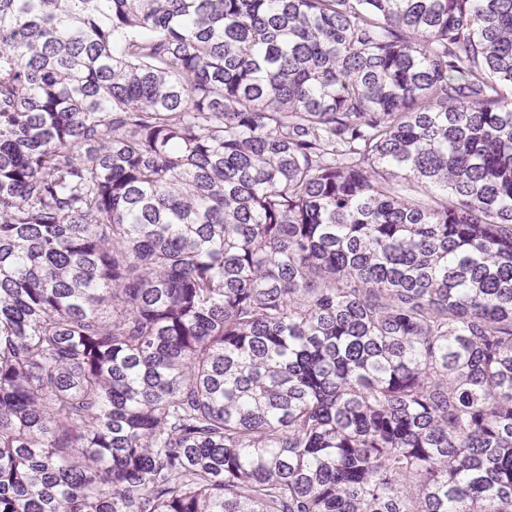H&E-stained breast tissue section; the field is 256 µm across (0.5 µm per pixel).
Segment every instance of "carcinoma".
I'll return each instance as SVG.
<instances>
[{
    "label": "carcinoma",
    "instance_id": "carcinoma-1",
    "mask_svg": "<svg viewBox=\"0 0 512 512\" xmlns=\"http://www.w3.org/2000/svg\"><path fill=\"white\" fill-rule=\"evenodd\" d=\"M0 512H512V0H0Z\"/></svg>",
    "mask_w": 512,
    "mask_h": 512
}]
</instances>
